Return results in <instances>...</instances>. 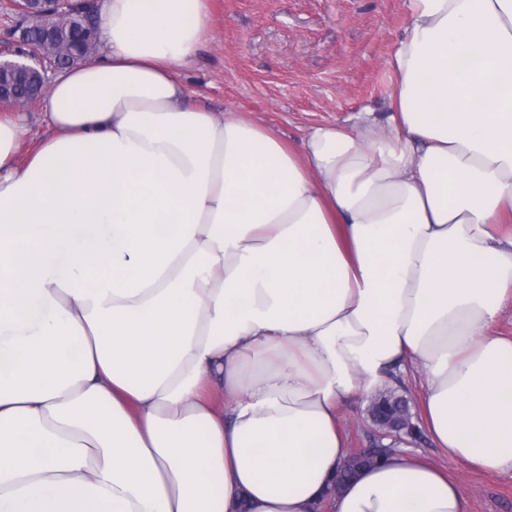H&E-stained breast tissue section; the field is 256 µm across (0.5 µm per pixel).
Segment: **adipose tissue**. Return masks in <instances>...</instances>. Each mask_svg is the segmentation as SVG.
<instances>
[{
	"mask_svg": "<svg viewBox=\"0 0 512 512\" xmlns=\"http://www.w3.org/2000/svg\"><path fill=\"white\" fill-rule=\"evenodd\" d=\"M408 9L389 125L298 148L189 103L208 0H104L37 146L0 103V512H314L407 362L449 459L512 467V0ZM335 488L466 512L401 452Z\"/></svg>",
	"mask_w": 512,
	"mask_h": 512,
	"instance_id": "obj_1",
	"label": "adipose tissue"
}]
</instances>
